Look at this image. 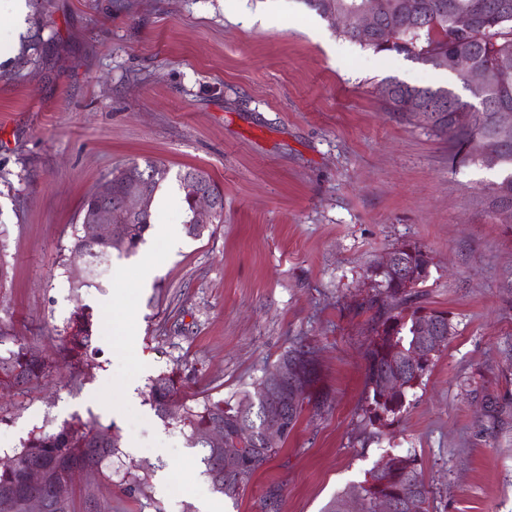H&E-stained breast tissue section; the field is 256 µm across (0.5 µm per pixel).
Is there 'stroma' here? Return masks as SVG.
<instances>
[{
  "label": "stroma",
  "mask_w": 512,
  "mask_h": 512,
  "mask_svg": "<svg viewBox=\"0 0 512 512\" xmlns=\"http://www.w3.org/2000/svg\"><path fill=\"white\" fill-rule=\"evenodd\" d=\"M0 58V352L22 342L55 361L39 382L0 392V456L73 418L112 427L120 448L101 501L112 512H322L393 454L417 459L429 512H512V224L488 208L499 169L393 112L376 86L396 79L459 89L455 77L349 41L306 0H25ZM161 162L156 224H184L176 173H207L224 218L175 252L146 235L156 267L112 256V276L72 283L70 247L85 198L113 173ZM425 250L419 305L452 332L386 425L365 412L370 270L393 247ZM123 286L121 312L112 291ZM98 323L94 366L60 352L72 314ZM318 358V392L238 502L214 493L200 451L157 416L149 384L180 375V397L235 401L295 341ZM176 471L180 494L159 493ZM142 491H128L133 479Z\"/></svg>",
  "instance_id": "stroma-1"
}]
</instances>
